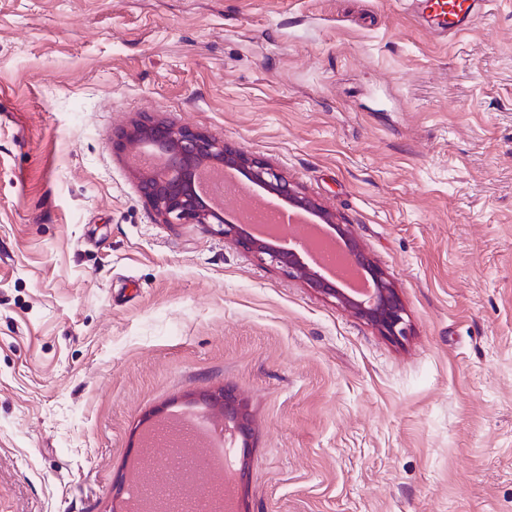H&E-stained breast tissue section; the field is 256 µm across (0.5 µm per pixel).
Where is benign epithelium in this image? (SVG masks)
<instances>
[{
	"label": "benign epithelium",
	"instance_id": "obj_1",
	"mask_svg": "<svg viewBox=\"0 0 512 512\" xmlns=\"http://www.w3.org/2000/svg\"><path fill=\"white\" fill-rule=\"evenodd\" d=\"M151 147L165 154L169 162L160 170L140 177V192L161 224H215L214 233L234 241L261 263H270L290 279L303 282L326 298H332L382 335L397 339L407 335L405 310L395 284L367 255L350 225L336 222V215L316 200L297 190L271 165L232 149L211 136L187 127H175L143 116L121 130L113 142L116 150L129 146ZM212 162L233 169L268 194L309 212L326 224L348 259L359 269L369 294L357 297L346 286L331 281L314 262L304 256L303 247H286L285 239H267L251 232L247 225L224 218L223 211L209 206L196 189V168Z\"/></svg>",
	"mask_w": 512,
	"mask_h": 512
}]
</instances>
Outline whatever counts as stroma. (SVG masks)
I'll return each mask as SVG.
<instances>
[{
	"label": "stroma",
	"mask_w": 512,
	"mask_h": 512,
	"mask_svg": "<svg viewBox=\"0 0 512 512\" xmlns=\"http://www.w3.org/2000/svg\"><path fill=\"white\" fill-rule=\"evenodd\" d=\"M0 0V512H122L175 415L246 419L238 512H512V0ZM151 116L350 225L380 334L208 224L112 138ZM414 4L419 14L436 19L439 26L448 29V33L472 23L480 15L475 0H416L409 3L412 10Z\"/></svg>",
	"instance_id": "1"
}]
</instances>
